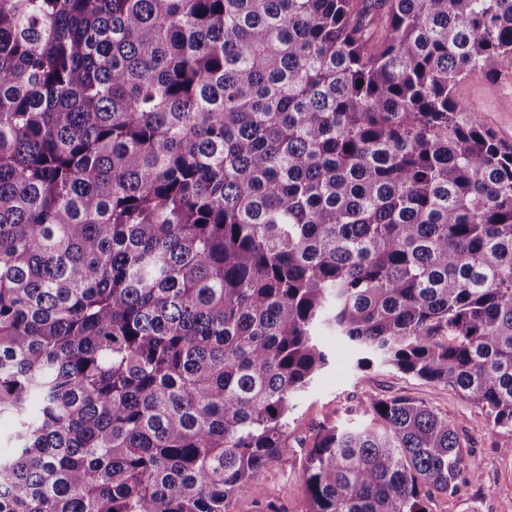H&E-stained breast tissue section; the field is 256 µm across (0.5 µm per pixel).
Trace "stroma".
Segmentation results:
<instances>
[{
    "label": "stroma",
    "instance_id": "1",
    "mask_svg": "<svg viewBox=\"0 0 512 512\" xmlns=\"http://www.w3.org/2000/svg\"><path fill=\"white\" fill-rule=\"evenodd\" d=\"M459 95L497 138L512 143V103L502 82L474 78L461 85ZM324 342L331 362L294 401L288 453L269 464L232 503V512H258L270 501L278 512H306L303 463L318 435L330 426L361 421L363 407L390 396L409 397L446 414L480 463L479 478L461 483L455 495L434 498L431 512H512V454L506 451L511 431L493 427L485 410L450 388L385 364L358 370L342 341L328 336Z\"/></svg>",
    "mask_w": 512,
    "mask_h": 512
}]
</instances>
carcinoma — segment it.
Segmentation results:
<instances>
[{
	"mask_svg": "<svg viewBox=\"0 0 512 512\" xmlns=\"http://www.w3.org/2000/svg\"><path fill=\"white\" fill-rule=\"evenodd\" d=\"M512 0H0V512H229L329 365L512 432V145L458 94ZM308 512H430L479 463L393 396Z\"/></svg>",
	"mask_w": 512,
	"mask_h": 512,
	"instance_id": "carcinoma-1",
	"label": "carcinoma"
}]
</instances>
